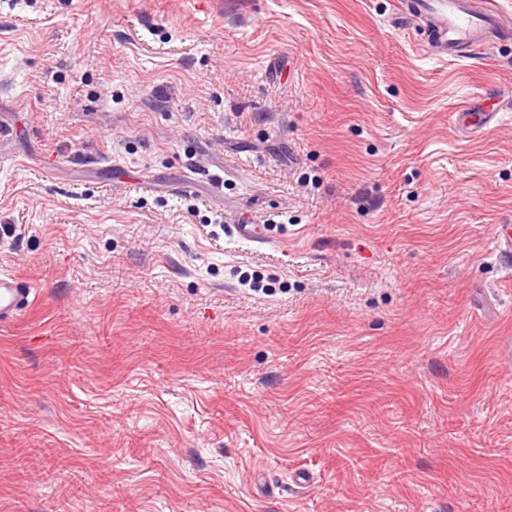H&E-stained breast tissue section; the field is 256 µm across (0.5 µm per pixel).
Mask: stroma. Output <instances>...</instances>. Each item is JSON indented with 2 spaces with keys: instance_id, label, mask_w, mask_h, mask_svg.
<instances>
[{
  "instance_id": "obj_1",
  "label": "stroma",
  "mask_w": 512,
  "mask_h": 512,
  "mask_svg": "<svg viewBox=\"0 0 512 512\" xmlns=\"http://www.w3.org/2000/svg\"><path fill=\"white\" fill-rule=\"evenodd\" d=\"M400 3L0 0V512H512V31ZM405 8L430 22L433 54L440 59L482 45L500 25L494 11L477 7L474 0H407ZM500 103L501 100L498 101L495 107L489 110L484 108L477 109L471 105L463 107L454 112V123L463 133L470 136H478L497 122L499 112L503 109V107L499 108ZM35 299L33 288L23 284L15 275L0 272V320L19 316Z\"/></svg>"
}]
</instances>
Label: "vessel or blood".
Wrapping results in <instances>:
<instances>
[{"label": "vessel or blood", "instance_id": "vessel-or-blood-1", "mask_svg": "<svg viewBox=\"0 0 512 512\" xmlns=\"http://www.w3.org/2000/svg\"><path fill=\"white\" fill-rule=\"evenodd\" d=\"M405 8L430 22L432 50L440 59L482 45L486 34L500 24L494 11L477 7L475 0H406ZM453 117L463 133L477 136L497 122L499 111L469 105L454 112ZM34 299L33 288L13 274L0 272V319L20 315Z\"/></svg>", "mask_w": 512, "mask_h": 512}]
</instances>
